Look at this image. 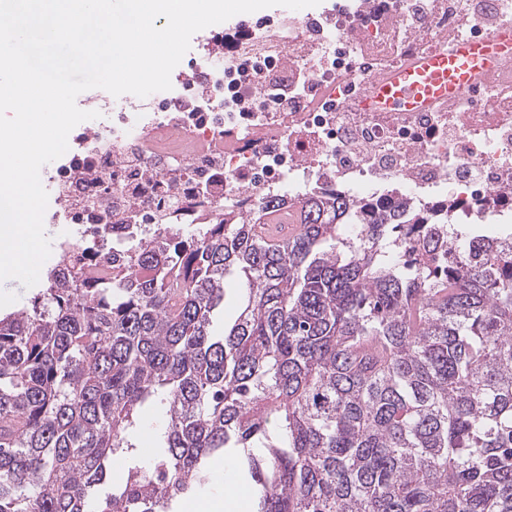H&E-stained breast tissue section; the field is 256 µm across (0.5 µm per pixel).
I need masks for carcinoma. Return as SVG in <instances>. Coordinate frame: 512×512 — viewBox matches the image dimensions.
I'll return each instance as SVG.
<instances>
[{
    "label": "carcinoma",
    "instance_id": "1",
    "mask_svg": "<svg viewBox=\"0 0 512 512\" xmlns=\"http://www.w3.org/2000/svg\"><path fill=\"white\" fill-rule=\"evenodd\" d=\"M295 210L289 235L273 198L134 239L0 315V512H170L218 458L256 512H512V243L340 193ZM152 401L159 455L111 476ZM239 282L236 273L228 274L224 280V306L213 314V326L217 333L224 330V325L231 323L238 314L240 304Z\"/></svg>",
    "mask_w": 512,
    "mask_h": 512
}]
</instances>
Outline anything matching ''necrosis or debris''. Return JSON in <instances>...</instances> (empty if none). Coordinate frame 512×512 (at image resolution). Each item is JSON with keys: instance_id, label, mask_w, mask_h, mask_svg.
Here are the masks:
<instances>
[{"instance_id": "1", "label": "necrosis or debris", "mask_w": 512, "mask_h": 512, "mask_svg": "<svg viewBox=\"0 0 512 512\" xmlns=\"http://www.w3.org/2000/svg\"><path fill=\"white\" fill-rule=\"evenodd\" d=\"M498 0H361L329 24L284 12L227 45L202 46L167 97L79 101L97 112L40 174L56 191L49 221L78 226L53 268L109 262L130 237L248 214L266 201L332 187L384 210L447 212L449 223L512 210V56L462 98L427 112H363L366 79L461 37L507 25ZM277 64L283 77L260 72ZM208 93L194 92L193 70ZM312 94L318 108L285 106Z\"/></svg>"}]
</instances>
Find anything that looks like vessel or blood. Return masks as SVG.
I'll return each mask as SVG.
<instances>
[{
  "label": "vessel or blood",
  "mask_w": 512,
  "mask_h": 512,
  "mask_svg": "<svg viewBox=\"0 0 512 512\" xmlns=\"http://www.w3.org/2000/svg\"><path fill=\"white\" fill-rule=\"evenodd\" d=\"M512 55V32L463 37L448 49L431 50L366 86L364 107L372 112H423L438 100L460 98L496 61Z\"/></svg>",
  "instance_id": "1"
}]
</instances>
